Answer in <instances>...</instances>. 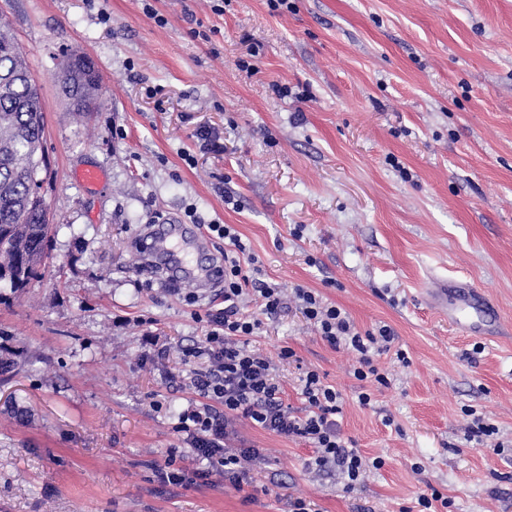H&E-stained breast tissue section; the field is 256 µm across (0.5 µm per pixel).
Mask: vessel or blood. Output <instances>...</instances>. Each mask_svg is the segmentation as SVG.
<instances>
[{
	"label": "vessel or blood",
	"mask_w": 512,
	"mask_h": 512,
	"mask_svg": "<svg viewBox=\"0 0 512 512\" xmlns=\"http://www.w3.org/2000/svg\"><path fill=\"white\" fill-rule=\"evenodd\" d=\"M149 237L151 261L147 269L164 266L169 279H192L199 286L211 284L215 270L213 263L194 260V253L205 248L203 237L193 235L182 224L167 221L153 225ZM428 295L438 314L447 316L449 321L469 330H478L481 326L497 323L498 317L493 309L473 288H432Z\"/></svg>",
	"instance_id": "1"
}]
</instances>
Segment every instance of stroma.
Wrapping results in <instances>:
<instances>
[{
  "instance_id": "35a3bbf8",
  "label": "stroma",
  "mask_w": 512,
  "mask_h": 512,
  "mask_svg": "<svg viewBox=\"0 0 512 512\" xmlns=\"http://www.w3.org/2000/svg\"><path fill=\"white\" fill-rule=\"evenodd\" d=\"M215 3L0 0L40 92L52 224L41 278L0 288V358L14 363L0 375V512H288L299 496L320 512H420L435 493L429 512H512V449L464 440L473 408L512 442V0ZM66 53L102 76L81 118L60 89ZM204 129L222 151L201 150ZM89 166L102 184L79 181ZM158 214L233 225L263 280L391 329L386 387L356 380L353 355L294 302L249 339L290 409L305 369L341 392L343 439L382 461L353 490L306 468L304 439L245 421L238 441L265 453L245 491L219 474L157 480L169 452L198 466L177 425L208 367L186 354L205 341L184 300L195 284L140 271ZM448 280L478 288L500 327L468 336L429 307L426 289Z\"/></svg>"
}]
</instances>
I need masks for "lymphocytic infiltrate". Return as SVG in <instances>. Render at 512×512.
I'll return each mask as SVG.
<instances>
[{
  "instance_id": "obj_1",
  "label": "lymphocytic infiltrate",
  "mask_w": 512,
  "mask_h": 512,
  "mask_svg": "<svg viewBox=\"0 0 512 512\" xmlns=\"http://www.w3.org/2000/svg\"><path fill=\"white\" fill-rule=\"evenodd\" d=\"M208 231L226 245L224 268L219 273L224 305L192 314L206 332L205 346L194 349L193 354L206 357L209 365L193 378L202 403L180 414L181 432L198 461L204 462L208 471L222 473L239 491L248 483V464L261 458L262 453L257 448L231 446L230 426L236 420L249 421L276 435L309 441L314 455L307 461V468L336 466L344 477L345 489H353L367 470L380 468L381 461L366 460L342 438L336 420L342 412L341 393L325 383L316 370H306L301 377L305 405L300 411H290L271 359L249 347L250 336L262 326V316L278 314L284 307V287L260 280L256 258L247 254L232 225L213 223ZM249 288L259 301L260 312L256 315L244 313L240 307ZM294 297L304 318L323 340L356 353L353 375L357 380L388 385L387 374L375 362L376 355L386 351L391 341L387 327L360 331L342 309L307 288H295Z\"/></svg>"
}]
</instances>
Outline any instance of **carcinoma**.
<instances>
[{
	"mask_svg": "<svg viewBox=\"0 0 512 512\" xmlns=\"http://www.w3.org/2000/svg\"><path fill=\"white\" fill-rule=\"evenodd\" d=\"M73 82L63 85L71 110L91 111L101 77L95 63H71ZM44 115L25 54L0 19V283L14 290L41 277L50 247L51 224L40 195Z\"/></svg>",
	"mask_w": 512,
	"mask_h": 512,
	"instance_id": "carcinoma-1",
	"label": "carcinoma"
}]
</instances>
